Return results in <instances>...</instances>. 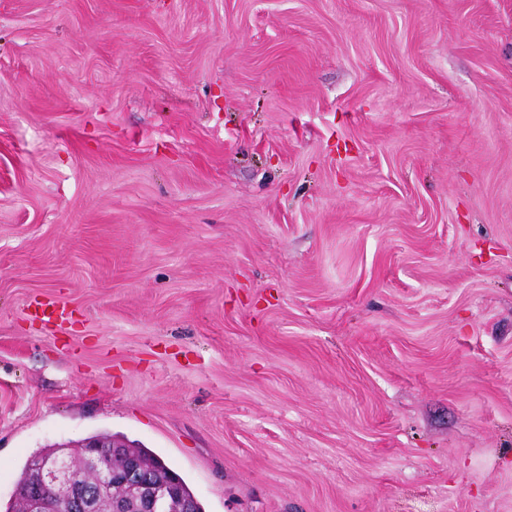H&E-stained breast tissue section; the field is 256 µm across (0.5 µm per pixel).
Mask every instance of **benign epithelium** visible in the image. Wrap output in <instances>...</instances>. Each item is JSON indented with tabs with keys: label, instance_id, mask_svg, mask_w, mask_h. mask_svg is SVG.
<instances>
[{
	"label": "benign epithelium",
	"instance_id": "1",
	"mask_svg": "<svg viewBox=\"0 0 512 512\" xmlns=\"http://www.w3.org/2000/svg\"><path fill=\"white\" fill-rule=\"evenodd\" d=\"M79 447L85 466L94 473V484L85 487L72 480V455L66 448L35 456L31 463L39 479L16 489L19 512H53L58 502L65 512H97L102 500L106 512H192L177 482L170 476L142 475L139 461L123 441L114 437L105 446L83 440Z\"/></svg>",
	"mask_w": 512,
	"mask_h": 512
}]
</instances>
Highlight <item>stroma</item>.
I'll return each mask as SVG.
<instances>
[{
    "label": "stroma",
    "instance_id": "1",
    "mask_svg": "<svg viewBox=\"0 0 512 512\" xmlns=\"http://www.w3.org/2000/svg\"><path fill=\"white\" fill-rule=\"evenodd\" d=\"M98 431L204 512H512V0H0V505Z\"/></svg>",
    "mask_w": 512,
    "mask_h": 512
}]
</instances>
